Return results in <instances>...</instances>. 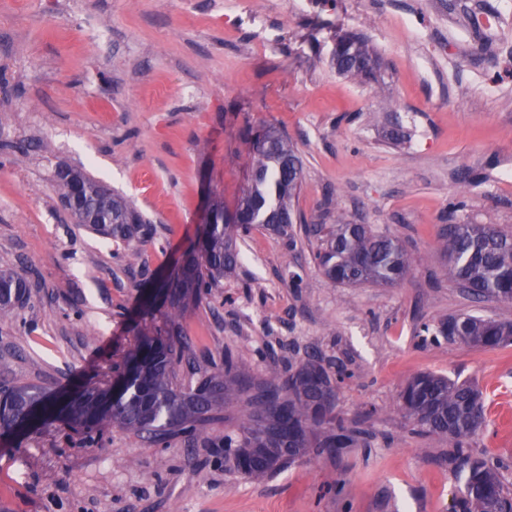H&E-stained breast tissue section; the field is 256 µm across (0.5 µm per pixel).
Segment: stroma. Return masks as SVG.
I'll use <instances>...</instances> for the list:
<instances>
[{
	"label": "stroma",
	"instance_id": "obj_1",
	"mask_svg": "<svg viewBox=\"0 0 512 512\" xmlns=\"http://www.w3.org/2000/svg\"><path fill=\"white\" fill-rule=\"evenodd\" d=\"M498 15L491 36L472 21ZM265 16L271 49L250 18ZM364 34L378 80L339 76L336 28ZM279 126L303 179L287 234L254 225L234 274L180 318L186 390L232 355L254 381L321 358L341 373L337 414L366 443L261 479L224 461L247 409L231 401L202 438L149 443L111 427L86 442L60 422L0 436L8 512H452L464 482L446 439L398 407L404 380L434 372L478 385L485 426L472 456L512 492V344L418 335L451 315L512 319L450 281L442 225L512 227V0H0V269L29 285L0 321V376L61 394L112 383L163 308L210 202L233 206L249 174L245 130ZM81 169L146 223L132 241L75 223L56 170ZM369 224L418 261L395 287L330 283L305 222ZM463 209L449 207L453 198ZM139 258L129 262L131 249Z\"/></svg>",
	"mask_w": 512,
	"mask_h": 512
}]
</instances>
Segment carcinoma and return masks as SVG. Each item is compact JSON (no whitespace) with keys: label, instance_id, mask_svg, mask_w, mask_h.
Masks as SVG:
<instances>
[{"label":"carcinoma","instance_id":"cac0c4a2","mask_svg":"<svg viewBox=\"0 0 512 512\" xmlns=\"http://www.w3.org/2000/svg\"><path fill=\"white\" fill-rule=\"evenodd\" d=\"M377 54L366 40L338 31L332 64L346 77L373 80ZM83 189L82 209L89 227L114 238L132 239L142 213L123 196L92 177L71 171ZM302 181V163L287 138L268 126L251 141L250 173L234 210L215 205L212 223L204 226L197 245L185 253L178 273L165 281L168 301L158 338L146 339L131 355L112 388L87 387L61 400L35 384L0 381V434L16 432L38 414L47 420L67 418L74 432L90 438L112 426L150 442L175 433L198 436L223 409L224 403L247 397L248 412L235 439L224 436V461L244 474L262 478L322 448H352L365 431L347 427L335 414L337 385L327 369L309 360L291 373L272 369L255 383L233 359L224 371L199 379L187 391L174 384V366L190 354L187 344L162 340L181 335L180 315L232 273L239 261L237 241L253 224L287 233L293 223L291 201ZM320 246L318 264L330 283L393 286L405 281L414 257L395 237L368 224L315 222L306 228ZM448 257V277L475 300L495 298L512 304V230L491 224H450L440 235ZM27 287L13 273L0 271V319L13 315ZM419 332L446 336L463 343L496 348L512 342V321L460 314L436 324L423 323ZM399 405L421 434L448 440L451 461L466 473L464 490L453 512H512L494 463L472 457L468 441L485 424L482 393L473 385L425 372L408 378Z\"/></svg>","mask_w":512,"mask_h":512}]
</instances>
